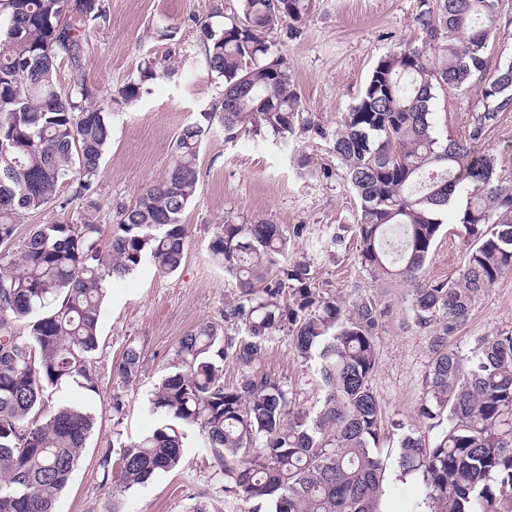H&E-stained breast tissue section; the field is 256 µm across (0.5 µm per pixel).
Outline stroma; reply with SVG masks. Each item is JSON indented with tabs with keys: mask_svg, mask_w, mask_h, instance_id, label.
I'll return each mask as SVG.
<instances>
[{
	"mask_svg": "<svg viewBox=\"0 0 512 512\" xmlns=\"http://www.w3.org/2000/svg\"><path fill=\"white\" fill-rule=\"evenodd\" d=\"M418 0H313L302 22L283 20L269 35L287 58L306 112L323 135L296 133L289 141L273 137L234 141L213 125L199 156V186L182 220L188 226L186 259L171 275L152 265L108 283L100 316V346L94 355L99 390L84 392L68 383L49 388V407L82 398L96 425L86 442L55 512H112V498L102 483L97 460L108 441L128 442L153 429L156 419L147 400L180 338L208 322H222L224 297L234 283L209 256L214 225L232 220L267 219L288 230V253L307 254L314 261L318 288L336 296L365 299L385 316L377 339L378 360L373 390L382 407L385 430L379 451L386 462L381 512H417L419 478L400 480L395 460L402 430L418 425L417 409L431 360L430 340L414 326L409 288L399 281L373 278L361 267L356 242L332 253L320 243L340 224L358 219V199L348 188L332 150L331 135L343 113L355 103L375 64L387 52L414 36ZM106 15L95 21L83 59L85 78L96 101L109 112L112 137L101 162L95 200L105 232L116 226L117 207L132 205L141 190L158 179L170 164L175 139L183 126L219 106L223 85L208 75L193 34L197 23L215 12L231 13L238 0H105ZM172 27L173 39L159 37ZM176 63L169 77L147 83L141 99L124 103L118 89L137 77L143 61ZM480 92L451 91L439 96L434 120L439 137L464 134L479 108ZM309 165L298 169L295 159ZM77 183L59 184L53 204L27 213L17 224V240L60 214L77 218ZM300 235H293L294 226ZM467 241L460 224L444 225L426 266L431 279H444L463 266ZM512 333V274L505 275L473 307L469 320L450 345L469 352L480 336ZM144 355L141 380L124 391L122 413L112 410L113 359L128 344ZM268 371L286 383L297 407L316 410L321 382L313 368L294 355L287 337H275L264 360ZM185 467L161 473L147 485L127 492L122 512H245L247 505L225 496L209 449L188 434Z\"/></svg>",
	"mask_w": 512,
	"mask_h": 512,
	"instance_id": "35a3bbf8",
	"label": "stroma"
}]
</instances>
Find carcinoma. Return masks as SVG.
<instances>
[{"mask_svg":"<svg viewBox=\"0 0 512 512\" xmlns=\"http://www.w3.org/2000/svg\"><path fill=\"white\" fill-rule=\"evenodd\" d=\"M312 0H239L222 21L194 35L224 102L185 125L164 174L132 206L117 208V231L103 244L93 187L111 140L109 113L91 103L82 60L104 0H0V246L15 239L24 212L46 209L59 183L77 178L79 222L40 225L16 251L0 253V512H53L94 425L74 398L41 416L47 386L98 390L105 285L145 262L173 274L185 260L181 216L197 194L198 160L213 122L225 138L322 134L302 108L283 55L268 33L302 21ZM503 0H418L416 38L382 56L332 138L333 153L359 201L353 225L358 259L374 276L411 287L414 325L430 336L432 360L419 426L400 440L398 468L422 475L426 512H512V334L482 336L464 354L448 345L472 307L512 273V173L481 144L512 111V61L481 87L479 112L464 135L440 141L433 106L441 93L483 78ZM69 71L67 84L59 69ZM151 63L120 89L130 103L146 83L167 77ZM468 241L464 265L447 279L422 280L454 200ZM208 250L236 281L224 324L182 336L154 385L150 433L109 443L99 458L114 498L161 472L179 471L188 431L201 435L224 475V492L248 512H379L384 462L377 452L382 409L371 385L382 313L315 287L313 262L288 255L278 224L214 227ZM23 322L27 332H17ZM241 331L242 338L225 334ZM314 368L323 388L315 411L292 404L263 359L277 335ZM233 362L236 384H224ZM117 389L140 381L142 351L130 343L112 363ZM119 448L112 461V447Z\"/></svg>","mask_w":512,"mask_h":512,"instance_id":"carcinoma-1","label":"carcinoma"}]
</instances>
